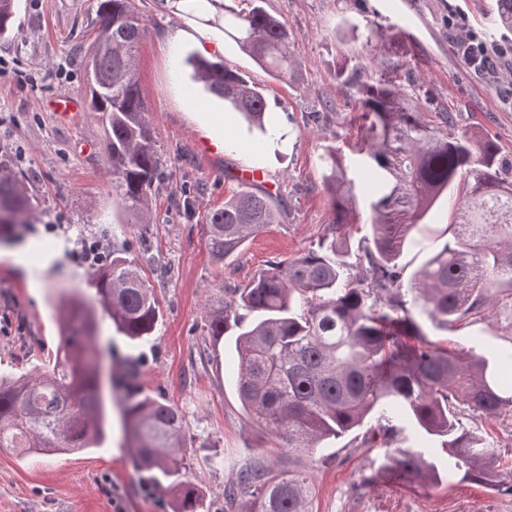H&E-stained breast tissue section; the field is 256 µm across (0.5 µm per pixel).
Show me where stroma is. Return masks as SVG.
<instances>
[{
	"label": "stroma",
	"instance_id": "obj_1",
	"mask_svg": "<svg viewBox=\"0 0 512 512\" xmlns=\"http://www.w3.org/2000/svg\"><path fill=\"white\" fill-rule=\"evenodd\" d=\"M236 10L254 3L285 21L294 45L299 79L285 84L267 75L232 39L219 59L261 84L271 122L283 139L255 147L254 136L219 98L189 94V54L206 34L157 0H136L147 25L137 77L163 173L153 187V217L141 229L127 222L112 196L105 134L89 100L84 53L102 25L97 0H14L12 29L0 36V161L26 188L32 222L21 242L0 246V375L44 367L59 344L55 306L60 287L92 298L86 243L102 253L125 246L141 265L163 311L154 336L137 348L97 313L107 356L103 390L130 355L139 359L137 382L184 412L194 438L188 478L216 512L224 486L259 448L271 447L252 425L235 390L236 356L231 338L219 345L218 362L201 360V327L222 283L243 284L272 260L308 248L329 219L320 157L332 145L350 153L361 214H369L370 188L361 157L358 95L340 86L341 64L368 69L373 59L404 63L416 83L455 112L462 125L486 133L512 160V100L476 74L457 49L449 14L465 18L471 32L490 45L512 44L496 25L495 0H226ZM401 30L399 40L375 37L376 26ZM61 94L84 107L62 120L50 107ZM229 145L217 149L214 140ZM265 171L266 189L287 205L279 223L246 243L241 253L217 264L203 226L242 181L244 170ZM431 340L451 349L486 355L512 346V331L486 314L446 330L425 322ZM109 427L100 447L49 457L0 451V512H172V492L145 483L130 459L122 416L107 405ZM465 427L496 439L501 465L512 474V417L464 413ZM402 446L423 452L442 482L424 487L382 469L383 449L355 448L350 437L318 449L299 462L313 475L314 512H512V493L489 489L449 474L441 448L424 447L412 429Z\"/></svg>",
	"mask_w": 512,
	"mask_h": 512
}]
</instances>
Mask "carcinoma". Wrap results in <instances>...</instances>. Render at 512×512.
<instances>
[{
    "label": "carcinoma",
    "mask_w": 512,
    "mask_h": 512,
    "mask_svg": "<svg viewBox=\"0 0 512 512\" xmlns=\"http://www.w3.org/2000/svg\"><path fill=\"white\" fill-rule=\"evenodd\" d=\"M100 38L112 51L91 48L92 109L101 113L112 170V194L134 223H151V198L163 166L155 148L136 74L146 24L135 0H97ZM497 21L512 31V0H496ZM224 34L270 77H297L287 25L255 5L224 6ZM192 78L224 99L250 129L271 135L264 89L220 62L192 57ZM364 80L341 66L336 79L357 88L364 120L358 154L368 161L374 197L363 231L349 177L351 161L334 146L321 157L329 223L294 258L271 261L244 285L226 286L205 319L213 357L224 335L235 336L236 391L247 418L288 454L313 456L321 444L363 430L361 448H383V467L414 482L436 485L440 474L422 453L392 447L407 420L425 441L448 452V471L498 489L501 453L466 427L461 415L512 413V347L491 356L448 349L431 341L420 317L442 328L492 312L512 326V162L494 143L458 125L448 108L419 102L401 84L407 76L374 67ZM112 84L108 90L105 85ZM468 179L454 193L458 175ZM448 198L455 208L452 238L432 252L412 279L403 277L406 247L432 232L423 220ZM0 242L22 239L29 200L20 183L0 174ZM280 203L269 192L244 187L204 225L213 259L222 263L271 224ZM95 301L117 333L135 346L162 318L153 289L135 261L119 250L91 267ZM61 299V344L35 375L0 376V449L27 455L96 448L105 435L99 326L75 290ZM137 358L128 357L116 384L122 392L128 453L144 480L176 491L173 512H209L187 480L192 440L183 411L136 382ZM261 448L224 487L220 512H313V476L296 465L273 469Z\"/></svg>",
    "instance_id": "1"
}]
</instances>
